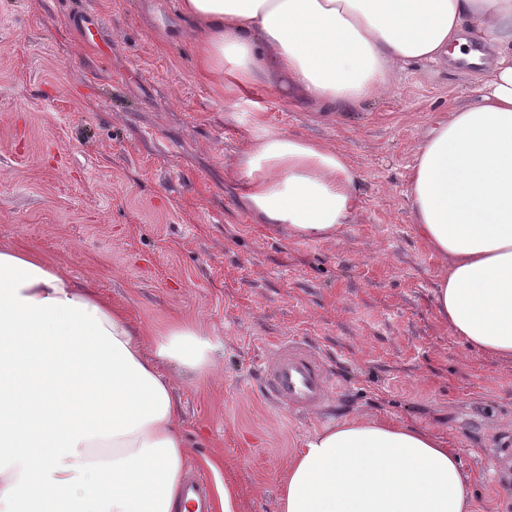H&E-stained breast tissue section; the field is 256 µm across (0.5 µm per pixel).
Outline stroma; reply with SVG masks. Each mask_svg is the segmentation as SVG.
Returning <instances> with one entry per match:
<instances>
[{
	"label": "stroma",
	"instance_id": "1",
	"mask_svg": "<svg viewBox=\"0 0 512 512\" xmlns=\"http://www.w3.org/2000/svg\"><path fill=\"white\" fill-rule=\"evenodd\" d=\"M0 0V247L63 257L137 322L178 315L217 345L198 376L167 364L188 454L224 468L235 512H278L288 464L347 419L401 422L458 448L477 512H512V360L468 349L435 312L441 263L417 236L408 177L431 127L473 101L479 70L395 67L380 95L323 114L276 81L237 100L201 76L199 30L175 0ZM283 134L343 151L358 206L336 237L300 239L240 205L238 160ZM314 346L335 380L333 412L275 411L266 345Z\"/></svg>",
	"mask_w": 512,
	"mask_h": 512
}]
</instances>
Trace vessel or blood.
Returning <instances> with one entry per match:
<instances>
[{
  "label": "vessel or blood",
  "mask_w": 512,
  "mask_h": 512,
  "mask_svg": "<svg viewBox=\"0 0 512 512\" xmlns=\"http://www.w3.org/2000/svg\"><path fill=\"white\" fill-rule=\"evenodd\" d=\"M264 393L271 402L305 415H316L333 396V381L320 355L295 338L270 346L263 361ZM212 488L201 471L185 478L183 512H212Z\"/></svg>",
  "instance_id": "vessel-or-blood-1"
}]
</instances>
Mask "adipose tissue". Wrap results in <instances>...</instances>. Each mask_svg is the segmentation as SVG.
<instances>
[{
    "label": "adipose tissue",
    "instance_id": "ef3b65f1",
    "mask_svg": "<svg viewBox=\"0 0 512 512\" xmlns=\"http://www.w3.org/2000/svg\"><path fill=\"white\" fill-rule=\"evenodd\" d=\"M196 60L233 99L271 75L298 101L347 110L393 67L467 58L466 24L496 65L473 104L437 122L409 176L418 237L436 255L437 316L483 354L512 360V0H179ZM244 208L329 240L358 205L345 153L268 135L239 162ZM213 343L195 322L134 324L62 260L0 248V512H176L189 467L172 381ZM279 512H475L457 449L398 422L352 419L311 435Z\"/></svg>",
    "mask_w": 512,
    "mask_h": 512
}]
</instances>
